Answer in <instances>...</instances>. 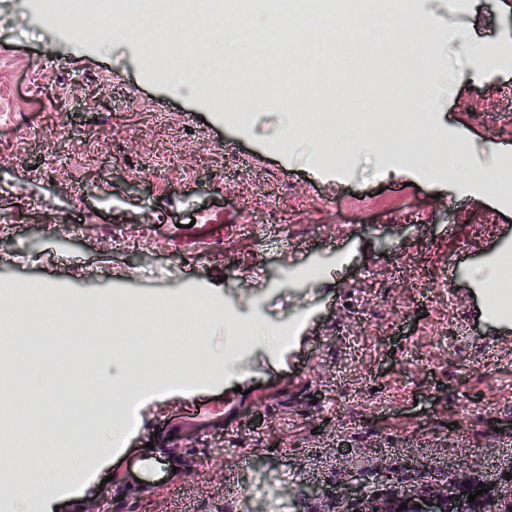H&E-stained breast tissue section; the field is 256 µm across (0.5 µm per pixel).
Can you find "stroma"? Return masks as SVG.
Wrapping results in <instances>:
<instances>
[{
	"label": "stroma",
	"instance_id": "obj_1",
	"mask_svg": "<svg viewBox=\"0 0 512 512\" xmlns=\"http://www.w3.org/2000/svg\"><path fill=\"white\" fill-rule=\"evenodd\" d=\"M415 0L444 90L405 102L420 125L470 147L471 164L512 161V0ZM38 0H0V279L174 301L197 288L249 317L292 322L284 344L250 343L236 372L171 375L140 396L138 434L75 477L56 512H338L391 469L403 488L512 471V343L480 313L488 258L512 237V203L460 163L444 179L374 153L318 163L332 142L284 140L287 95L237 120L175 89L131 42L59 33ZM65 224L82 225L72 235ZM458 241H449L448 226ZM140 246H116L117 233ZM267 250H257L256 237ZM205 260H198L199 252ZM455 268L459 288H434ZM318 268L317 280H292ZM360 363L350 364L349 333ZM469 411L470 432L454 422ZM245 429H237V422Z\"/></svg>",
	"mask_w": 512,
	"mask_h": 512
}]
</instances>
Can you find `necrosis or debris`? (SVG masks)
I'll list each match as a JSON object with an SVG mask.
<instances>
[{
	"label": "necrosis or debris",
	"mask_w": 512,
	"mask_h": 512,
	"mask_svg": "<svg viewBox=\"0 0 512 512\" xmlns=\"http://www.w3.org/2000/svg\"><path fill=\"white\" fill-rule=\"evenodd\" d=\"M50 4L55 19L74 27H89L103 18L119 20L123 30L136 31L147 51V62L164 70L178 66L186 51L197 56L207 53L208 42L197 39L200 30H221L228 18L267 16V24L237 32L221 74L201 75L192 88L194 95L216 105L242 99L257 104L283 86L293 98L311 88L315 94L309 97L306 111L290 115L297 137L314 132L330 140L341 128L358 134L381 128L414 140L420 137L412 113L403 109L402 99L393 100L387 112L335 109L336 94L347 84L348 61L368 48L373 51L381 79L364 83L359 98H375L387 85L402 88L405 97L418 95L421 75L416 67L406 65L393 42L394 36L406 34L419 24L408 0H50ZM43 293L37 285H0V306L13 314L12 320H0V332L11 333L15 342L14 347L0 348V375L14 374L20 368L29 372L37 369L53 346L54 326L40 317ZM217 316L235 324L243 346L258 328L270 327L276 336L294 333L293 325L268 323L260 311L250 320H240L232 306L196 289L185 290L176 316L147 310L141 301L131 299L120 321L106 315L76 324L67 359L73 367L90 373L71 388L68 397L75 409L65 419L66 435L78 458L87 459L93 452L86 439L77 437L76 430L88 421L82 407L96 400L104 389L93 371L103 353L111 349L115 330L138 333V340L128 348L131 356L141 357L142 347L147 346L157 362L193 370L212 363L199 338L209 319ZM188 326L194 337L184 347L166 345V337L181 334ZM16 390V384L0 383V447H15L19 444L15 434H22L24 458L35 469L42 455L41 433L38 423L19 407Z\"/></svg>",
	"instance_id": "4bbe7bcc"
}]
</instances>
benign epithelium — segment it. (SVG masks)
<instances>
[{"label":"benign epithelium","mask_w":512,"mask_h":512,"mask_svg":"<svg viewBox=\"0 0 512 512\" xmlns=\"http://www.w3.org/2000/svg\"><path fill=\"white\" fill-rule=\"evenodd\" d=\"M379 489H357L347 503V512H512V499L498 491L499 479L494 477L483 483L487 491L475 495V490L453 483H443L422 490L392 493L395 478L382 474L378 477ZM475 501H468V496ZM407 507L400 508L401 504Z\"/></svg>","instance_id":"obj_1"}]
</instances>
